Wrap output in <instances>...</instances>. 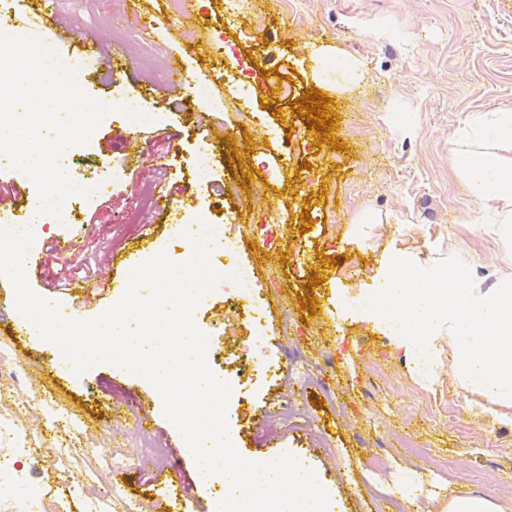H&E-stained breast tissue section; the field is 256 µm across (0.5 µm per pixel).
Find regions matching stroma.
<instances>
[{
    "label": "stroma",
    "mask_w": 512,
    "mask_h": 512,
    "mask_svg": "<svg viewBox=\"0 0 512 512\" xmlns=\"http://www.w3.org/2000/svg\"><path fill=\"white\" fill-rule=\"evenodd\" d=\"M128 3L149 28L118 45L112 30L127 22L116 0H58L55 6L70 34L63 44L43 43V50L73 59L90 36L110 55L81 72V92L109 113L78 146L67 173L110 176L112 193L77 204L72 223L45 226L36 247L66 235L76 247L52 258L41 277H28L31 290L42 297L50 284L64 299V283L78 271L104 282L109 254L126 253L144 239L172 243L162 209L168 196L191 197L195 212L236 236L238 259L257 283L252 303L270 338L259 357L280 371L279 378L228 399L241 459L296 457L316 474L333 512H389L391 490L414 498L410 512H448L455 492L491 497L512 512V497L501 493L512 485V462L498 467L486 454L498 442L512 443V411L492 417L456 393L444 339L436 347L438 376L425 384L420 363L406 361L386 328L358 307L397 252L434 278L456 260L479 270L486 288L512 274L488 215L479 212L448 153L467 115L512 104V0H252L251 11L237 19L225 0H192L188 8L182 0ZM231 23L237 55L264 78L261 91L224 82L230 60L218 36ZM322 44L339 46L365 65L359 83L324 90L334 122L331 146L320 144L293 108L315 85L314 54ZM178 56L184 63L176 96L167 92L165 74ZM200 83L212 87L204 101L194 93ZM118 90L141 96L142 113L122 112ZM206 141L215 166L202 185L190 164ZM38 197L25 174L0 163V211L22 218ZM261 224L271 225L272 237L259 234ZM316 273L321 281L314 284ZM224 313L218 288L194 323L219 349L234 352L250 333ZM0 346L26 369L10 390L14 411L43 446L24 460V470L45 491L66 497L72 477L99 476L97 512H128L136 500L143 512H158L160 491L138 461L123 473L104 472L113 450L136 434L133 418L113 414L118 398L156 414L152 436L166 450L163 477H197L163 400L139 375L109 362L76 373L27 325L12 333L0 326ZM295 351L334 387L335 400L316 386L284 383ZM49 388L65 411L52 423L40 407ZM450 399L456 405L450 422L426 419L429 405ZM288 405L295 414L287 419L281 410ZM74 413L87 430L78 444L69 421ZM406 437L425 455H407ZM67 441L69 454L58 455L57 443ZM383 453L392 457L390 469L368 474L369 459ZM459 456L466 470L449 472L445 460Z\"/></svg>",
    "instance_id": "1"
}]
</instances>
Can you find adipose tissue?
I'll return each mask as SVG.
<instances>
[{
  "mask_svg": "<svg viewBox=\"0 0 512 512\" xmlns=\"http://www.w3.org/2000/svg\"><path fill=\"white\" fill-rule=\"evenodd\" d=\"M334 62L345 83L363 74L361 60L332 46L321 47L314 60L317 81L329 80L325 63ZM450 158L470 196L491 212L495 233L512 261V105L469 115L457 130ZM398 268L384 271L390 308L409 300V317L395 320L396 339L404 356L415 360L447 339L457 388L490 414L512 409V277L493 288L462 268L431 279L409 265V288H399Z\"/></svg>",
  "mask_w": 512,
  "mask_h": 512,
  "instance_id": "ef3b65f1",
  "label": "adipose tissue"
}]
</instances>
